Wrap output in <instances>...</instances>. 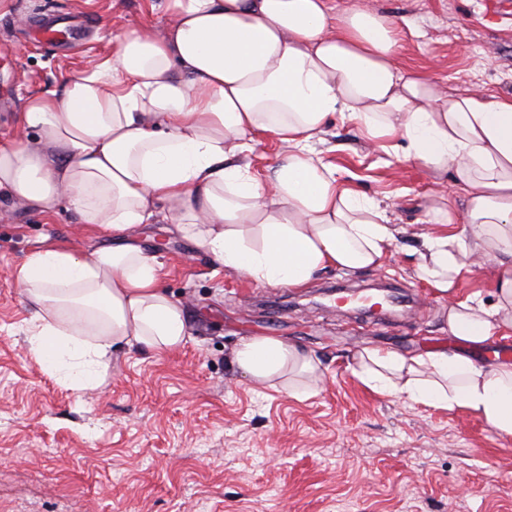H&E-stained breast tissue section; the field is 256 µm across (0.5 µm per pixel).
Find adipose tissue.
Listing matches in <instances>:
<instances>
[{
  "label": "adipose tissue",
  "instance_id": "1",
  "mask_svg": "<svg viewBox=\"0 0 512 512\" xmlns=\"http://www.w3.org/2000/svg\"><path fill=\"white\" fill-rule=\"evenodd\" d=\"M159 36L116 35L111 57L62 92L31 97L20 132L0 144V220L68 206L109 242L79 255L30 253L15 270L33 314L28 350L73 391L97 387L113 348L155 352L193 334L161 286L162 264L136 229L161 218L225 270L303 288L328 269L382 265L395 241L385 209L339 177L311 145L331 115L432 179L414 273L448 298V332L482 343L512 336V95L449 89L403 66L412 26L335 0H165ZM284 145L263 175L246 160L263 137ZM462 193L456 211L445 192ZM470 227L457 232V223ZM496 261V300H455L477 259ZM231 363L260 386L316 394L314 356L275 337L241 339ZM371 390L461 408L512 435V361L490 367L445 351L368 349L352 369Z\"/></svg>",
  "mask_w": 512,
  "mask_h": 512
}]
</instances>
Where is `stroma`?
I'll use <instances>...</instances> for the list:
<instances>
[{"mask_svg": "<svg viewBox=\"0 0 512 512\" xmlns=\"http://www.w3.org/2000/svg\"><path fill=\"white\" fill-rule=\"evenodd\" d=\"M355 2L414 22L402 64L459 90L512 94V15L485 0ZM62 14L91 23L86 41L35 37ZM169 23L164 0H9L0 8V139L28 96L90 72L115 35L160 34ZM314 146L355 190L387 205L400 232L382 269H328L305 291L268 287L226 272L173 225H140L193 336L172 353L116 346L102 383L80 393L31 357L30 311L12 271L43 246L85 253L107 239L67 209L48 223L22 210L0 222V512H512V436L461 409L372 392L352 373L372 348L512 361V337L449 335L447 306L414 274L429 229L428 173L370 147L338 116ZM388 282L414 299L399 319L334 311L331 290ZM251 336L310 351L324 375L319 392L294 398L232 366L231 351Z\"/></svg>", "mask_w": 512, "mask_h": 512, "instance_id": "1", "label": "stroma"}]
</instances>
